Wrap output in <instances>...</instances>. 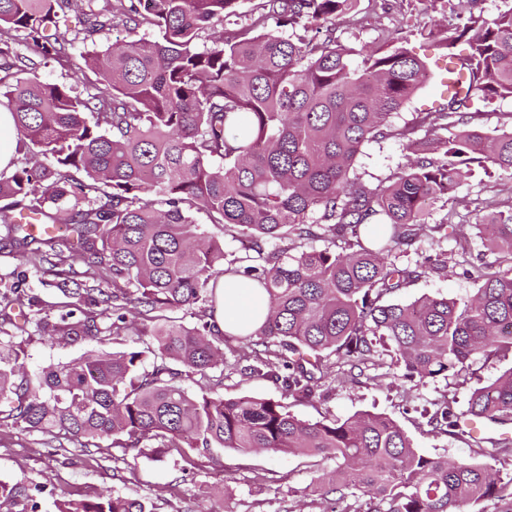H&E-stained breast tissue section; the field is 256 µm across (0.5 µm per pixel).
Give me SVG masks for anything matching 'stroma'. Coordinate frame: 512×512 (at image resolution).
<instances>
[{"label": "stroma", "instance_id": "obj_1", "mask_svg": "<svg viewBox=\"0 0 512 512\" xmlns=\"http://www.w3.org/2000/svg\"><path fill=\"white\" fill-rule=\"evenodd\" d=\"M358 25L337 24L336 35L346 44L360 48L377 42L383 30L402 27L408 47L427 61L435 74L395 115L394 125L412 122L417 113L443 107L446 98L436 77L447 59L427 37L428 29L441 22V12L428 0H357ZM406 162L399 140L387 139L366 144L355 162L362 182L376 186L387 181ZM512 200V177L486 176L478 171L463 181L452 199H441L431 209L430 228L401 253L398 261L415 264L422 256L447 254V273L425 274L409 286L389 294L393 303H408L424 296L464 301L475 291L473 279L458 266L454 241L432 232L443 218L463 225L472 254L484 253L477 224L486 214L489 201ZM7 229L0 224V311L10 322L0 325V333L23 340L28 371L50 362H69L95 351H121L129 347L124 336L107 341L90 338L77 344L48 341L35 326L38 319L55 315L64 297L55 287V277L33 266L19 252L7 246ZM35 299L34 309L14 306V294ZM328 375L315 396L298 400L272 382L241 370L224 373V383L214 395L236 398L243 395L282 401L298 418L315 422L322 417L344 419L362 411L384 414L398 422L415 448L427 456L445 455L457 461L486 463L512 476V451H499L502 442L512 444V424L489 425L475 440L432 433L425 413L437 404L449 403L455 411L467 408L470 392L495 381L512 369V353L489 360H477L460 376L409 381L386 346L351 372L336 355L327 356ZM333 461L304 455L269 452L241 453L228 448H181L137 452L101 441L99 448L86 450L75 442H59L48 434L28 433L14 427H0V483L11 485L26 480L34 486L32 499H21L13 512H57L58 502L81 500L101 494H120L144 501L151 512H367L363 495L334 500L317 487L319 476L332 470Z\"/></svg>", "mask_w": 512, "mask_h": 512}]
</instances>
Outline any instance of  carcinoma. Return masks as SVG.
I'll list each match as a JSON object with an SVG mask.
<instances>
[{
  "instance_id": "carcinoma-1",
  "label": "carcinoma",
  "mask_w": 512,
  "mask_h": 512,
  "mask_svg": "<svg viewBox=\"0 0 512 512\" xmlns=\"http://www.w3.org/2000/svg\"><path fill=\"white\" fill-rule=\"evenodd\" d=\"M239 2L0 0V107L13 115L17 150L36 158L0 174V223L29 260L57 269L68 299L38 326L52 341L132 342L30 373L21 344L0 340V426L54 432L85 449L110 439L138 451L184 443L319 456L336 463L319 489L341 498L360 490L368 512H470L485 499L512 498V477L420 454L381 413L310 423L278 400L184 385L246 361L251 375L306 399L326 377V351L355 368L386 342L409 381L512 352V205L488 204L482 239L498 258L468 262L471 298L385 300L427 272H448L444 253L413 269L392 261L436 201L477 169L512 175V130L464 127L475 103L512 98V3L502 0L487 18L478 0H432L453 23L428 36L446 49L462 88L441 111L396 126L394 114L429 68L396 32L369 50L340 42L336 20L357 0H262L250 14ZM70 6L85 11L87 26L56 38L59 12ZM143 26L153 38L79 53L78 71L99 83L84 96L42 82L39 62L21 52L70 60L104 30ZM385 139L402 141L412 158L372 188L354 164L365 144ZM197 211L251 254L227 258L224 242L195 223ZM226 273L269 299L262 324L229 359L214 320ZM195 307L192 326L171 317ZM465 415L512 423V369L473 390ZM428 424L472 436L448 406ZM18 496H29L25 483L0 484V506ZM58 512L150 509L109 494Z\"/></svg>"
}]
</instances>
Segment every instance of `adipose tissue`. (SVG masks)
<instances>
[{
	"label": "adipose tissue",
	"instance_id": "adipose-tissue-1",
	"mask_svg": "<svg viewBox=\"0 0 512 512\" xmlns=\"http://www.w3.org/2000/svg\"><path fill=\"white\" fill-rule=\"evenodd\" d=\"M220 285L225 296V305L216 314L219 328L233 335L250 332L258 323L260 313L266 310L264 290L248 285L242 278L232 275L221 279Z\"/></svg>",
	"mask_w": 512,
	"mask_h": 512
}]
</instances>
